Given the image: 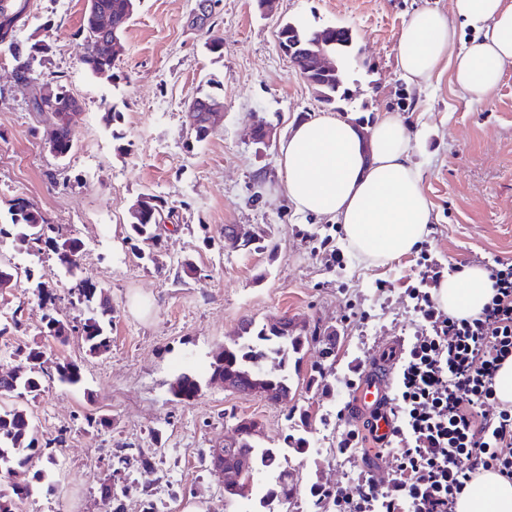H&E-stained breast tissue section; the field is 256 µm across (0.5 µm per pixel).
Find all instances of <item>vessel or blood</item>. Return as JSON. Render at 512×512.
Here are the masks:
<instances>
[{
  "instance_id": "b4317fda",
  "label": "vessel or blood",
  "mask_w": 512,
  "mask_h": 512,
  "mask_svg": "<svg viewBox=\"0 0 512 512\" xmlns=\"http://www.w3.org/2000/svg\"><path fill=\"white\" fill-rule=\"evenodd\" d=\"M403 351L401 341L390 339L369 357L358 374L349 415L362 426L373 444L385 445L392 436L394 420L389 392L393 372Z\"/></svg>"
}]
</instances>
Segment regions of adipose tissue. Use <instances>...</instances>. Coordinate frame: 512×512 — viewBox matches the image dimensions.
Masks as SVG:
<instances>
[{
  "mask_svg": "<svg viewBox=\"0 0 512 512\" xmlns=\"http://www.w3.org/2000/svg\"><path fill=\"white\" fill-rule=\"evenodd\" d=\"M464 26L477 35L463 45ZM398 64L412 84L447 65L469 102L484 101L512 68V0H452L447 13L414 12L399 35ZM409 152L407 130L392 116L364 130L319 116L293 126L281 145L284 191L298 212L342 224L353 250L376 263L389 261L416 248L431 218ZM437 296L449 314H476L490 298L487 275L462 268L439 283ZM456 512H512V481L482 473L459 496Z\"/></svg>",
  "mask_w": 512,
  "mask_h": 512,
  "instance_id": "obj_1",
  "label": "adipose tissue"
}]
</instances>
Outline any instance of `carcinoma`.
<instances>
[{
	"mask_svg": "<svg viewBox=\"0 0 512 512\" xmlns=\"http://www.w3.org/2000/svg\"><path fill=\"white\" fill-rule=\"evenodd\" d=\"M140 0H92V8L85 11L82 29L83 39L78 45V59L84 69L96 77L111 79L114 77L116 59L100 56L96 49L98 31L95 26L96 15L103 13L114 23L112 32L119 43H124V33L129 20L134 15ZM25 9L22 0H0V28L10 30V40L0 37V50L12 53L16 61V78L22 83H30L32 54H24L15 39L17 23ZM298 32L304 40H314L319 35L315 28L292 27L286 22L277 31L278 40L286 42L290 34ZM308 77L316 82L315 89L320 93L319 100L336 106V102L346 96L345 72L340 78L310 73ZM30 106L34 112H71L82 108L81 101L59 83L52 86V95L43 97V88L32 94ZM75 132L67 125L56 130V155L66 159L74 150ZM10 223L0 224V238L12 236L20 244L28 247L44 246L51 251L58 264L71 273L78 268L84 254L83 241L63 230L58 224H49L41 211L34 205L19 201L9 208ZM164 218L163 205L156 203L151 207L136 209L130 215L128 240L138 250L141 257L154 260V250L159 245L157 228ZM38 297L45 308L43 334L64 344L70 337H77L90 356L102 355L110 348L109 328L112 325L110 310L104 302H99L101 312L75 321L60 319L56 316L53 293L43 288L42 282L36 283ZM238 335L243 341L222 349L210 363V378L229 372L236 376H246L260 384L291 387V378L286 368L291 354H298L305 345L301 333L297 332L291 321L282 319L281 329L276 330L268 323L258 325L251 319L241 322ZM21 357L19 365L0 371V476L6 488L0 489V512H15L18 502L30 494L31 483L42 482L49 477L48 471L38 469L29 472L32 457L37 449L49 447L50 443H39L31 415L22 401L34 400L41 395L45 383L51 378L70 386L83 383L81 365L73 360L57 362L50 372L42 361L45 345L34 340L17 349ZM277 361V368L269 370L266 361ZM199 380L190 373L178 375L170 383V392L180 400L189 402L198 396ZM283 448H262L247 437H235L226 445L224 458L210 457L216 471L234 464L241 457L251 459L256 473H265L270 477L265 493L259 498V506L266 507L270 502L282 503L293 496L294 486L289 480L288 452H305L306 439L288 434L284 437Z\"/></svg>",
	"mask_w": 512,
	"mask_h": 512,
	"instance_id": "carcinoma-1",
	"label": "carcinoma"
}]
</instances>
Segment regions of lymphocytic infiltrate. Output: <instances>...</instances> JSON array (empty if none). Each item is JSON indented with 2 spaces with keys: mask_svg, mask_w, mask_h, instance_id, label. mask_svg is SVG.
<instances>
[{
  "mask_svg": "<svg viewBox=\"0 0 512 512\" xmlns=\"http://www.w3.org/2000/svg\"><path fill=\"white\" fill-rule=\"evenodd\" d=\"M418 266L407 292L421 325L391 396L396 465L380 481L357 470L354 498L322 487L321 499L337 512H455L480 472L512 480V407L495 390L499 368L512 358V261L487 265L490 300L466 317L448 315L438 302L442 265L425 253Z\"/></svg>",
  "mask_w": 512,
  "mask_h": 512,
  "instance_id": "lymphocytic-infiltrate-1",
  "label": "lymphocytic infiltrate"
}]
</instances>
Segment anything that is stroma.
<instances>
[{
    "label": "stroma",
    "instance_id": "35a3bbf8",
    "mask_svg": "<svg viewBox=\"0 0 512 512\" xmlns=\"http://www.w3.org/2000/svg\"><path fill=\"white\" fill-rule=\"evenodd\" d=\"M192 0H141L127 24L116 78H98L77 61L86 0H29L20 47L38 41L49 50L31 63L36 84L62 81L82 102L76 146L56 159L45 140L53 118L28 107L29 86L15 78L16 62L0 51V215L23 200L36 205L85 245L76 276L65 275L51 251L29 254L0 241V256L33 264L57 299L59 318L80 319L85 305L72 297L76 281L103 288L112 305L111 346L86 355L80 341L47 340L49 362L74 360L84 386L52 379L29 402L39 440L53 439L56 465L49 482L34 485L19 512H104L101 490L127 487L125 512H233L208 452L230 438L237 419L257 421L261 446L279 448L291 433L289 411L308 415L300 426L307 451L288 457L296 493L288 512H334L315 502L312 484L356 495L352 467L337 443L349 425L336 412L350 390L349 362L366 359L389 337L414 331L418 321L405 292L417 253L373 263L349 246L341 225L297 212L284 193L280 143L297 123L329 114L315 90L280 51L285 22L340 25L354 36L342 120L369 127L386 113L411 138L432 205L426 235L444 264L476 265L512 259V69L483 102L470 103L439 68L410 87L397 68L398 38L416 10H449L451 0H221L203 31L187 26ZM224 103V118L203 142L186 126L195 96ZM272 132L267 148L251 140L253 126ZM150 193L169 214L160 225L153 261L140 259L127 239L129 211ZM257 236L232 242L227 230ZM329 239L345 256L327 262L318 246ZM197 272L185 276L184 260ZM44 309L33 282L19 279L0 291V319L23 322L0 338V364H17L16 351L39 338ZM288 317L308 342L291 376V401L278 405L208 381L209 364L232 344L244 319L263 324ZM324 368L328 390L308 382ZM192 372L201 380L190 402L175 400L171 382ZM109 426L87 427V414ZM123 449L125 463L114 453ZM152 453L143 467L139 451Z\"/></svg>",
    "mask_w": 512,
    "mask_h": 512
}]
</instances>
